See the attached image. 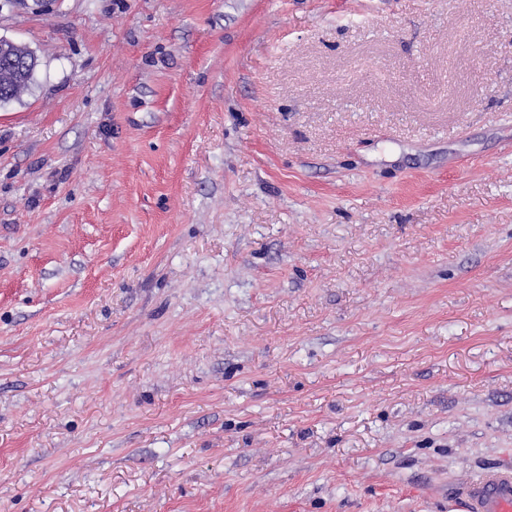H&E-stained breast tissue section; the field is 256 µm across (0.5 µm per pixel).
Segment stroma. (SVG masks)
<instances>
[{"label": "stroma", "instance_id": "stroma-1", "mask_svg": "<svg viewBox=\"0 0 512 512\" xmlns=\"http://www.w3.org/2000/svg\"><path fill=\"white\" fill-rule=\"evenodd\" d=\"M0 37V512H464L512 467V0ZM38 59L11 40L0 41V104L19 100L35 80Z\"/></svg>", "mask_w": 512, "mask_h": 512}]
</instances>
